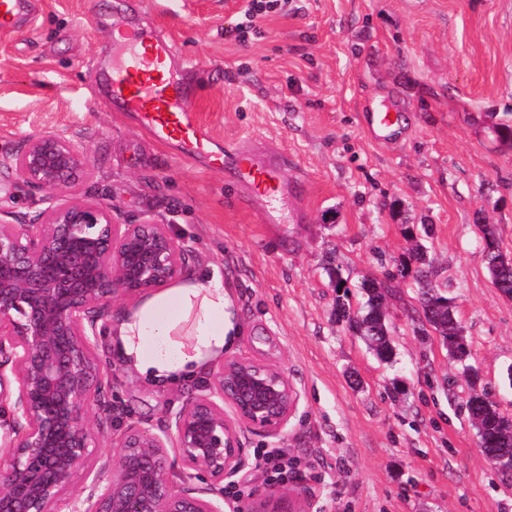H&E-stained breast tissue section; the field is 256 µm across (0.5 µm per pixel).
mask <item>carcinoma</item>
Returning a JSON list of instances; mask_svg holds the SVG:
<instances>
[{"label":"carcinoma","instance_id":"obj_1","mask_svg":"<svg viewBox=\"0 0 512 512\" xmlns=\"http://www.w3.org/2000/svg\"><path fill=\"white\" fill-rule=\"evenodd\" d=\"M501 144L512 147V119L503 117L493 125ZM483 251L494 286L501 291L512 292V259L499 250L492 224L481 225ZM409 262L415 265L414 280L421 294H432L431 303L421 305V322L428 323L448 352V358L471 378L475 370L465 327L457 315L453 299L448 297V285L431 279L433 259L427 248L417 244L409 252ZM327 272L336 288V315L349 330L360 336L376 357L384 362L392 361L394 348L389 336L385 302L389 288L377 278H366L360 290L366 296L364 306L352 313L350 289L343 277L341 265H329ZM469 420L476 430L483 456L512 457V417L504 414L492 401L479 404L476 411H468Z\"/></svg>","mask_w":512,"mask_h":512}]
</instances>
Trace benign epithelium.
<instances>
[{"label":"benign epithelium","mask_w":512,"mask_h":512,"mask_svg":"<svg viewBox=\"0 0 512 512\" xmlns=\"http://www.w3.org/2000/svg\"><path fill=\"white\" fill-rule=\"evenodd\" d=\"M0 166L45 204L30 224L13 223L0 205V387L11 383L14 417L0 455V512H224V481L240 464L237 427L280 436L297 389L280 367L239 356L167 409L159 431L116 424L112 364L99 352L112 303L170 286L187 273L191 250L166 224H119L109 207L73 194L88 160L63 133L28 138ZM104 439L113 454L96 452ZM198 470L207 482L188 485ZM279 501L272 491L242 512H283Z\"/></svg>","instance_id":"1"}]
</instances>
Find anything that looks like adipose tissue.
Segmentation results:
<instances>
[{"instance_id": "ef3b65f1", "label": "adipose tissue", "mask_w": 512, "mask_h": 512, "mask_svg": "<svg viewBox=\"0 0 512 512\" xmlns=\"http://www.w3.org/2000/svg\"><path fill=\"white\" fill-rule=\"evenodd\" d=\"M240 331L223 280L191 277L131 306L112 326L111 347L138 378L167 385L223 360Z\"/></svg>"}]
</instances>
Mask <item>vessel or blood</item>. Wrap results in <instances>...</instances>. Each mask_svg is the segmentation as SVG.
Masks as SVG:
<instances>
[{"instance_id":"b4317fda","label":"vessel or blood","mask_w":512,"mask_h":512,"mask_svg":"<svg viewBox=\"0 0 512 512\" xmlns=\"http://www.w3.org/2000/svg\"><path fill=\"white\" fill-rule=\"evenodd\" d=\"M34 0H0V33L22 32L35 18ZM112 70L107 80L90 76L92 86L106 84L101 98L104 108L137 112L143 125L158 139L179 140L187 157L207 153L210 133L197 121L193 112L194 95L173 71L175 45L144 33L133 22L127 23L120 38L114 39ZM375 132L394 134L399 115L387 110L371 113ZM282 154L259 155L255 146L240 141L224 151L223 166L240 185L244 198H261L259 221L281 224L288 207V182L283 176Z\"/></svg>"}]
</instances>
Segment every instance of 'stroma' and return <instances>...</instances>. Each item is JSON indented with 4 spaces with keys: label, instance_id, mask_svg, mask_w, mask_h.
<instances>
[{
    "label": "stroma",
    "instance_id": "35a3bbf8",
    "mask_svg": "<svg viewBox=\"0 0 512 512\" xmlns=\"http://www.w3.org/2000/svg\"><path fill=\"white\" fill-rule=\"evenodd\" d=\"M245 0H36L35 23L0 37V154L65 133L89 159L79 192L121 223L154 218L192 251L189 275L231 288L242 334L227 357L279 365L300 393L281 437L239 427L237 481L253 499L275 488L285 512H512V479L483 459L464 409L465 380L433 331H419L409 229L432 225L429 253L450 281L482 388L512 413V298L494 287L481 227L512 258V148L494 118L512 113V0H289L246 41L225 36ZM173 40L191 64L195 111L223 154L238 139L279 145L293 192L288 221L263 224L259 200L220 168L181 156L134 112L97 106L87 78L112 60L127 16ZM397 108L400 132L374 138L362 115ZM0 168V198L28 223L41 191ZM350 289L388 281L393 363L335 315L329 261ZM208 375L168 387L112 364L109 398L160 430L165 410ZM294 461L273 484L257 451Z\"/></svg>",
    "mask_w": 512,
    "mask_h": 512
}]
</instances>
